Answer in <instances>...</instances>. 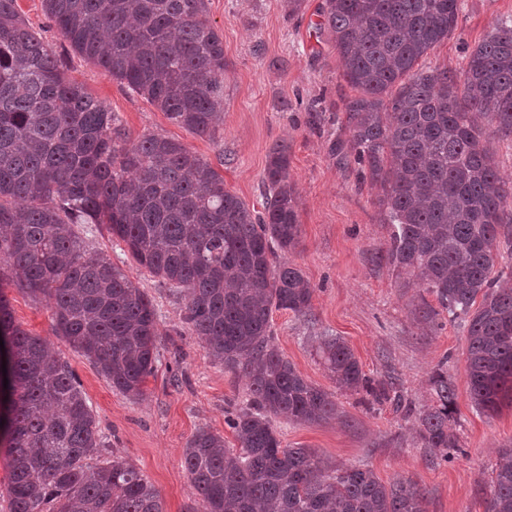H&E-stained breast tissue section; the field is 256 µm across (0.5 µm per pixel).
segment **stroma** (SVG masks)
Segmentation results:
<instances>
[{
	"label": "stroma",
	"mask_w": 512,
	"mask_h": 512,
	"mask_svg": "<svg viewBox=\"0 0 512 512\" xmlns=\"http://www.w3.org/2000/svg\"><path fill=\"white\" fill-rule=\"evenodd\" d=\"M325 0H303L289 13L286 0H207V17L224 41V123L216 137L172 124L163 112L105 76L77 54L51 26L42 0H17L33 31L42 35L65 74L117 112L131 140L148 134L175 138L223 175L227 190L262 214L268 154L289 147L301 237L287 253L314 290L308 316L273 310V345L309 382L333 393L335 418L273 425L283 445L311 448L339 468L366 465L383 483L415 482L428 512H484L492 471L501 450L512 448V407L487 416L476 410L467 386V333L447 314L425 318L435 297L410 285L386 259L392 232L371 183H358L354 161L336 156L338 118L352 89L341 75L335 43L321 29ZM512 19V0H464L449 36L422 59L430 69H461L466 57L501 20ZM89 251L110 257L152 299L158 316L160 360L147 377L142 399L113 389L93 365L57 336L52 302L15 283L0 284L22 329L42 337L75 370L101 428L110 438L106 457L136 466L159 491L165 512H199V497L183 467L187 442L206 427L237 442L226 419L247 399V379L215 364L205 341L185 330L183 296L137 265L107 229L87 236ZM323 336L339 337L363 372L392 381L405 404L420 411L434 400L430 378L445 368L456 389L451 425L461 448L442 459L424 448L414 418L386 401L338 390L317 348Z\"/></svg>",
	"instance_id": "stroma-1"
}]
</instances>
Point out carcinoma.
<instances>
[{
  "instance_id": "cac0c4a2",
  "label": "carcinoma",
  "mask_w": 512,
  "mask_h": 512,
  "mask_svg": "<svg viewBox=\"0 0 512 512\" xmlns=\"http://www.w3.org/2000/svg\"><path fill=\"white\" fill-rule=\"evenodd\" d=\"M462 0H325L345 104L336 154L380 187L392 233L386 257L467 328V384L486 414L512 407V284L490 274L512 187L482 144L487 119L512 136V26L502 23L458 72L419 62L454 30ZM73 50L199 136L224 118V42L207 0H43ZM288 145L273 146L264 214L224 188V177L178 140H131L116 113L67 78L17 0H0V283L53 303L57 335L120 393L144 396L159 358L157 313L125 270L86 249L106 226L134 261L186 299L182 322L214 361L248 379L249 399L228 419L239 450L206 427L183 464L201 512H427L416 484L386 485L369 467H332L282 445L272 418L336 416L331 394L308 383L271 343L272 308L306 317L313 288L276 252L300 240ZM8 345L4 434L8 512H164L155 486L126 461H100L108 437L70 364L16 324L0 290ZM319 356L336 385L375 400L340 338ZM435 403L418 417L426 448L448 459L455 386L430 379ZM485 512H512V448L500 455Z\"/></svg>"
}]
</instances>
